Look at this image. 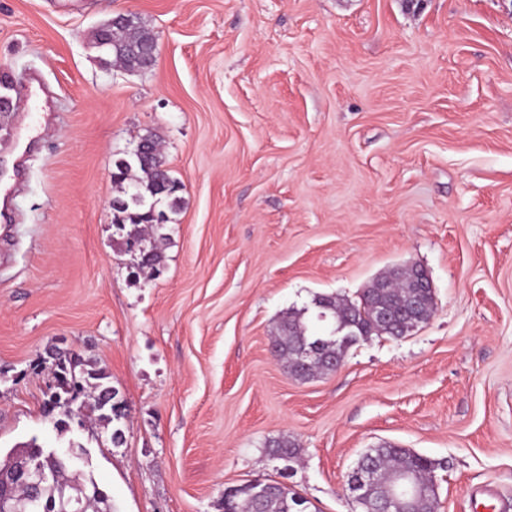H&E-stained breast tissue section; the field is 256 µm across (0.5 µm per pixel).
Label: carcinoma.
<instances>
[{"mask_svg":"<svg viewBox=\"0 0 512 512\" xmlns=\"http://www.w3.org/2000/svg\"><path fill=\"white\" fill-rule=\"evenodd\" d=\"M154 35L140 22L130 26H105L95 33L96 47L113 61L127 68L136 67L148 70L154 65L151 55ZM156 135L148 132L139 137L136 148L127 158L115 161L116 171L113 182L120 187L118 195L112 199V210L121 215L122 223L132 224L142 229L153 228L156 222L155 207L164 203L171 210L181 201L179 196L181 183L172 176L162 152L158 150ZM144 235L133 238L138 244V265L154 267L159 256L153 249L142 246ZM374 294L373 285H368L360 296V302L352 303L333 295H318L313 305L319 307V313L331 323L327 335H309L303 321L307 309H292L282 319L278 334L274 336L273 346L278 359L286 364L289 373L297 376V364L292 351L302 344L316 345V359L320 362L315 371L323 374L331 372L336 363L342 360L346 345L336 342V332L354 331L358 339L366 340L372 335L400 337L403 330L397 327H384L377 323L369 301ZM53 369L54 386L48 404L63 407L64 418L58 421L61 429L69 427L66 418L70 417L69 405L85 392V383L94 380L92 389L94 408L100 411L99 419L110 424L117 419L114 413L117 392L104 382L105 376L90 371L87 377L79 379L75 375L73 354L58 351L50 354ZM274 456L292 460L296 458L295 444L286 438L270 442ZM29 453L31 475L28 482L13 481L9 484V493L20 500L26 512H43L42 503L48 499L59 501L64 496L73 501L65 505L66 512H112V503L108 493L91 477L72 472L71 465L65 461L55 464L48 475H43L42 466L46 465L49 451L36 442L26 446ZM374 460L387 464L388 470L396 473L406 469L414 473L418 485L428 490L434 463L422 456H414L405 448L392 445L380 446L370 450ZM236 512H303L306 504L297 492L287 485L269 481L266 490L258 497L241 495L235 498Z\"/></svg>","mask_w":512,"mask_h":512,"instance_id":"carcinoma-1","label":"carcinoma"}]
</instances>
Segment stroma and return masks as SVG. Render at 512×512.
Returning a JSON list of instances; mask_svg holds the SVG:
<instances>
[{
	"instance_id": "stroma-1",
	"label": "stroma",
	"mask_w": 512,
	"mask_h": 512,
	"mask_svg": "<svg viewBox=\"0 0 512 512\" xmlns=\"http://www.w3.org/2000/svg\"><path fill=\"white\" fill-rule=\"evenodd\" d=\"M122 11L149 70L92 45ZM1 95V450L86 448L114 512H224L254 479L356 512L348 473L392 444L434 462L439 512H512V0H0ZM149 130L184 205L142 269L112 170ZM404 264L427 322L306 381L272 357L289 309ZM58 348L105 371L122 444L81 400L58 433Z\"/></svg>"
}]
</instances>
